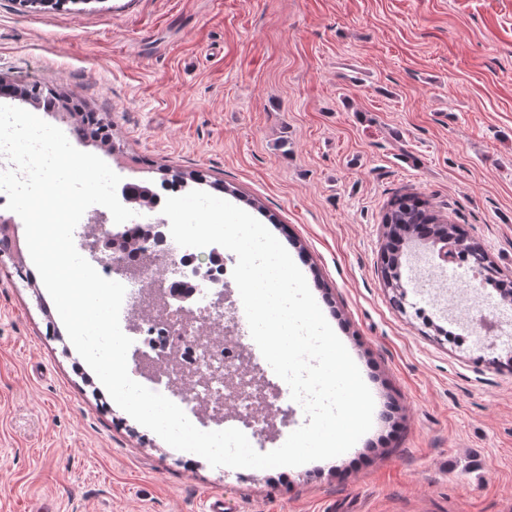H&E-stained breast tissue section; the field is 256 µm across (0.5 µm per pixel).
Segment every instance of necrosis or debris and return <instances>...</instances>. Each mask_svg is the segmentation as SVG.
Instances as JSON below:
<instances>
[{"mask_svg":"<svg viewBox=\"0 0 512 512\" xmlns=\"http://www.w3.org/2000/svg\"><path fill=\"white\" fill-rule=\"evenodd\" d=\"M147 221L124 225V239L115 244L123 264L134 270V277L123 278L126 293L120 312L122 331H135L137 351L149 356L153 367L142 385L161 393L176 403L191 422H198L203 403L222 410L216 429L245 428L253 439H261L266 424L256 413L253 390L233 396L225 390L226 377L235 374L245 360H252L254 370L266 377L274 372L262 354L250 353L235 338V331L248 323L241 300L215 305L214 293L230 285L232 271L223 254L211 248L195 249L177 245L171 237L169 223L159 222L155 207H147ZM164 259V266L174 267L177 277L168 280L176 290L192 288V302L203 316L207 339L193 337L179 314H159L147 293L157 282L162 268L150 265L149 257Z\"/></svg>","mask_w":512,"mask_h":512,"instance_id":"4bbe7bcc","label":"necrosis or debris"}]
</instances>
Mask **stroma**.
Instances as JSON below:
<instances>
[{"instance_id": "1", "label": "stroma", "mask_w": 512, "mask_h": 512, "mask_svg": "<svg viewBox=\"0 0 512 512\" xmlns=\"http://www.w3.org/2000/svg\"><path fill=\"white\" fill-rule=\"evenodd\" d=\"M0 79L112 125L122 180H224L306 277L375 402L346 453L211 467L138 424L70 342L23 222L0 255V512H512V306L403 247L380 278L388 200L411 192L512 277V0H0ZM425 308L429 319L414 311ZM469 337L440 342L437 330Z\"/></svg>"}]
</instances>
